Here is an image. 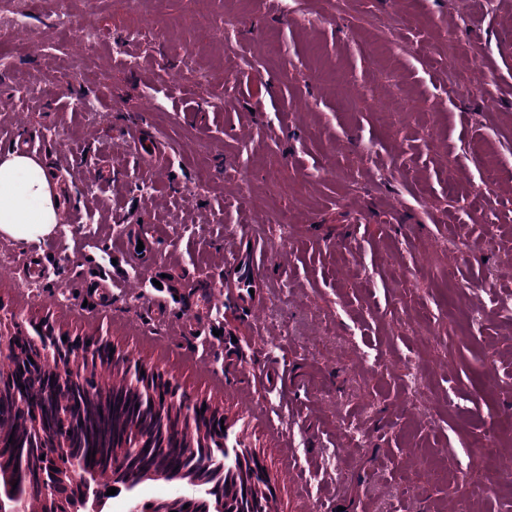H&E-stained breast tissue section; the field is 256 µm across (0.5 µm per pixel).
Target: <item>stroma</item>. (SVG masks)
I'll list each match as a JSON object with an SVG mask.
<instances>
[{
	"label": "stroma",
	"instance_id": "obj_1",
	"mask_svg": "<svg viewBox=\"0 0 512 512\" xmlns=\"http://www.w3.org/2000/svg\"><path fill=\"white\" fill-rule=\"evenodd\" d=\"M482 2L475 19L465 0H348L317 20L304 0H144L138 15L71 0L98 30L90 45L56 24L53 0H26L33 36L0 61V152L32 136L73 209L40 248L0 235V319L107 341L218 408L265 465L271 512H456L470 494L480 512H512L497 474L512 457V0ZM228 9L242 19L233 57L196 25L221 27ZM390 13L416 23L369 47L361 18ZM139 128L166 146V181L115 152ZM136 221L153 280L100 301L91 281L118 271ZM246 225L269 245L263 324L220 311L180 335ZM34 256L49 274L31 295L16 282ZM164 276L180 289L157 288ZM412 360L426 384L414 403ZM270 361L288 366L284 394L254 389ZM451 470L476 481L449 486Z\"/></svg>",
	"mask_w": 512,
	"mask_h": 512
}]
</instances>
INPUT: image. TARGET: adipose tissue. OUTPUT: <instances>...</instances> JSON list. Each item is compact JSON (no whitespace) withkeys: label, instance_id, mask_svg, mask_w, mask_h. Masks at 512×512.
<instances>
[{"label":"adipose tissue","instance_id":"adipose-tissue-1","mask_svg":"<svg viewBox=\"0 0 512 512\" xmlns=\"http://www.w3.org/2000/svg\"><path fill=\"white\" fill-rule=\"evenodd\" d=\"M58 200L41 159L13 150L0 153V234L24 246L46 243L63 222Z\"/></svg>","mask_w":512,"mask_h":512}]
</instances>
